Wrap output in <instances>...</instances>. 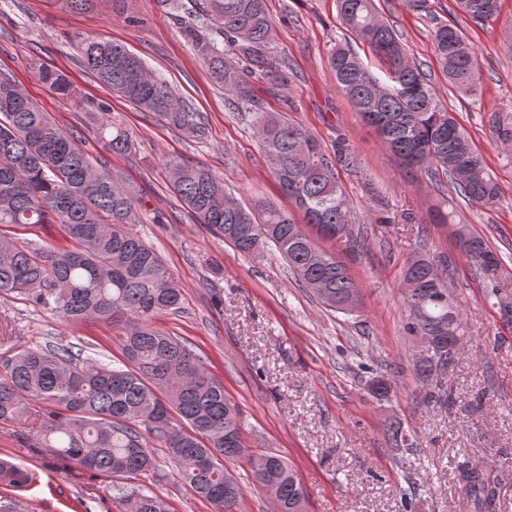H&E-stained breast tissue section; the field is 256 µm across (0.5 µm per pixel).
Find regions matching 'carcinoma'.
<instances>
[{
	"instance_id": "1",
	"label": "carcinoma",
	"mask_w": 512,
	"mask_h": 512,
	"mask_svg": "<svg viewBox=\"0 0 512 512\" xmlns=\"http://www.w3.org/2000/svg\"><path fill=\"white\" fill-rule=\"evenodd\" d=\"M157 2L179 20L213 83L237 109L254 113V133L266 156L274 158L272 172L294 208L261 198L243 205L210 169L170 159L166 166L180 202L197 223L243 255L274 248L296 281L324 306L345 313L348 305H360L347 269L303 229L305 224L328 228L325 238L351 248L358 244L337 177V166L354 165L355 154L339 141L329 155L301 124L265 111L252 79L261 76L280 91L290 86L288 64L273 46L266 0H196L191 10L182 0ZM456 5L481 26L500 17L501 0H456ZM338 7L348 31L369 48L386 76L384 81L375 76L348 48L331 49L329 66L359 117L408 171L450 179L474 205L496 204L500 187L487 160L441 104L420 66L406 56L373 0H338ZM226 46L231 59L224 57ZM433 46L448 85L465 95L476 93L478 56L461 30L436 24ZM76 49L82 66L112 92L189 138L205 136L200 113L125 46L79 37ZM35 76L59 97H72L62 72L40 66ZM97 114V132L109 151L130 152L129 134L107 119L108 107L98 104ZM494 133L511 147L512 115L499 117ZM141 222L139 191L111 169L93 165L77 137L0 74V226L58 224L72 241L65 250L30 247L0 231V296L25 295L66 321L121 327L126 360L121 366L81 364L71 345L21 349L0 364V423L43 409L42 448L117 478L112 495L128 512H169L165 499L132 483L155 470L156 445L167 449L179 482L214 512H239L244 489L224 462L240 459L267 489L274 512H304L308 493L297 471L280 454L249 452L242 413L205 357L152 326L154 315L182 308L184 291L158 253L133 232ZM462 254L488 286V298L512 309V295L499 285L502 260L485 240L468 235ZM402 288L414 313L408 330L425 343L416 375L428 384L454 361V348L468 330L447 277L428 259L408 260ZM393 435L405 449L398 458L404 468L415 441L398 425ZM492 472L480 458L458 465L473 512H498ZM34 480L31 470L0 459V488L22 490Z\"/></svg>"
}]
</instances>
